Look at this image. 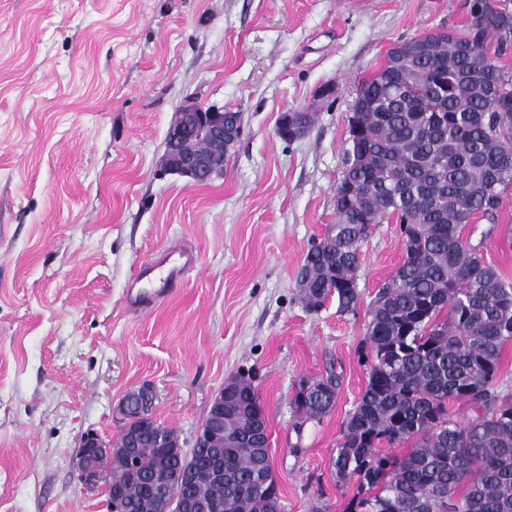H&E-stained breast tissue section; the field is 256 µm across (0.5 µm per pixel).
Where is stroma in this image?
<instances>
[{"mask_svg":"<svg viewBox=\"0 0 512 512\" xmlns=\"http://www.w3.org/2000/svg\"><path fill=\"white\" fill-rule=\"evenodd\" d=\"M471 0H0V512H107L73 479L82 436L116 438L145 382L156 419L191 439L226 379L255 377L282 512H343L356 480L331 457L367 383V309L403 257L372 225L356 314L307 310L296 277L336 221L346 117L394 43L461 29ZM334 96L309 133L282 113ZM240 113L224 174L163 170L186 100ZM512 282V196L464 229ZM191 248L196 269L139 316L142 262ZM335 372L334 410L293 429L303 376ZM335 93L334 84L322 87L316 97L304 108L283 113L278 122L277 133L280 137L295 140L307 130L305 117L310 112H319L321 103L329 100Z\"/></svg>","mask_w":512,"mask_h":512,"instance_id":"stroma-1","label":"stroma"}]
</instances>
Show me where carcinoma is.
Wrapping results in <instances>:
<instances>
[{"label":"carcinoma","mask_w":512,"mask_h":512,"mask_svg":"<svg viewBox=\"0 0 512 512\" xmlns=\"http://www.w3.org/2000/svg\"><path fill=\"white\" fill-rule=\"evenodd\" d=\"M484 0H472L462 31L434 42L422 66L455 78L448 104L440 85L422 84L391 98L392 86L416 82V66L391 61L360 82L370 95L362 149L365 164L344 166L340 180L357 193L336 206V223L310 244L299 268L302 302L318 311L332 299L356 313L360 250L370 226L393 217L405 257L378 288L367 311L362 359L366 389L347 414L332 466L340 481L358 480L345 512H512V393L499 390L504 346L512 342V283L486 263L482 243L463 233L473 220H499L512 192V67L490 54L512 43V12L474 28ZM338 379L303 376L291 400L301 433L334 409ZM473 417L457 421L449 404ZM140 427L137 463H112L108 490L119 507L141 512L157 475L178 470L172 496L195 497L198 512H278L280 486L256 386L237 379L224 410V447L176 454L180 442L159 422ZM412 442L400 455L380 445Z\"/></svg>","instance_id":"carcinoma-1"}]
</instances>
